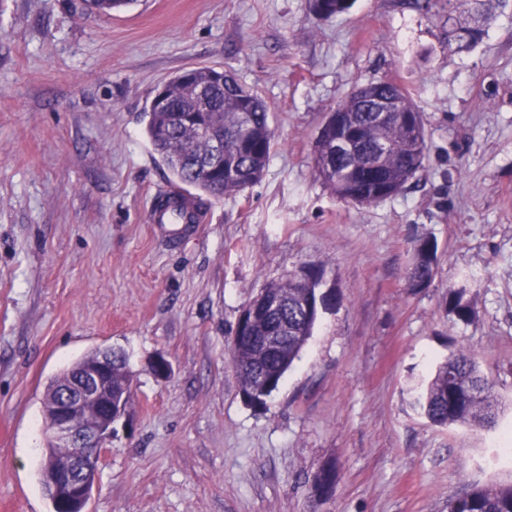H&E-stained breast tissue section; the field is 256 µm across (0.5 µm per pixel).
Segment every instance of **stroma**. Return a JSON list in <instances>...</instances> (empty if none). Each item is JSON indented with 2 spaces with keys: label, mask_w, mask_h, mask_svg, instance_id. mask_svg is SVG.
<instances>
[{
  "label": "stroma",
  "mask_w": 512,
  "mask_h": 512,
  "mask_svg": "<svg viewBox=\"0 0 512 512\" xmlns=\"http://www.w3.org/2000/svg\"><path fill=\"white\" fill-rule=\"evenodd\" d=\"M485 3L488 31L465 44L446 0H355L326 21L306 0H131L109 16L0 0V512H52L44 394L100 348L126 353L135 389L88 512H448L512 484V0ZM193 66L255 89L276 145L253 187L188 189L205 220L176 247L146 222L173 181L143 112ZM379 80L410 89L428 155L401 193L359 206L318 177L314 145L354 84ZM425 237L438 266L415 290ZM305 266L340 301L252 405L228 356L238 316ZM465 275L469 322L448 305ZM462 347L494 384L491 428L436 426L415 404ZM438 264V246L430 238L420 239L414 246L412 265L408 270L410 288L419 290L429 286Z\"/></svg>",
  "instance_id": "35a3bbf8"
}]
</instances>
